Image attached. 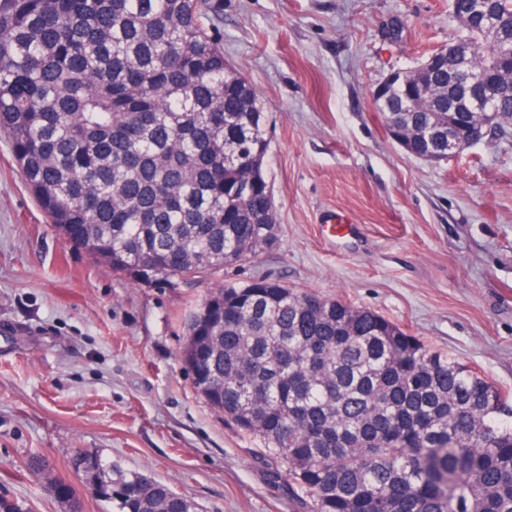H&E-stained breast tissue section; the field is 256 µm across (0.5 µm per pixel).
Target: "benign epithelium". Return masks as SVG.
<instances>
[{
  "instance_id": "7a95c632",
  "label": "benign epithelium",
  "mask_w": 512,
  "mask_h": 512,
  "mask_svg": "<svg viewBox=\"0 0 512 512\" xmlns=\"http://www.w3.org/2000/svg\"><path fill=\"white\" fill-rule=\"evenodd\" d=\"M471 22L480 34V44L486 50L488 63L476 70L471 65L474 44L461 39L436 48L448 56V128L440 131L436 143L448 159H455L479 143L494 129L507 123L496 109L499 99L512 90V65L510 72L499 68L504 60L512 61V25L496 13L489 0H474ZM435 57L428 54L412 69L391 70L373 89L372 102L376 109L384 110L396 83L405 77H416L429 69ZM431 96L430 86L418 81L414 97L405 98L404 106L396 112H413Z\"/></svg>"
}]
</instances>
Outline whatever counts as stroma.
Masks as SVG:
<instances>
[{"instance_id": "obj_1", "label": "stroma", "mask_w": 512, "mask_h": 512, "mask_svg": "<svg viewBox=\"0 0 512 512\" xmlns=\"http://www.w3.org/2000/svg\"><path fill=\"white\" fill-rule=\"evenodd\" d=\"M224 60L268 117L276 244L185 279L115 272L47 224L0 138V492L64 512L86 448L196 512H307L262 441L197 393L181 351L211 288L264 276L368 308L512 394V128L418 159L371 93L465 31L449 0H210ZM83 512H106L71 478ZM26 466L29 470L43 477L45 481L59 482L58 491L56 494L57 498L60 499L62 503L67 505L68 511L71 510L74 502L78 501L79 511L81 512V503L79 499L76 498V496L71 495L68 483L54 473V469L41 455L38 453L30 454L26 461Z\"/></svg>"}]
</instances>
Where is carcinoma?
<instances>
[{
    "instance_id": "1",
    "label": "carcinoma",
    "mask_w": 512,
    "mask_h": 512,
    "mask_svg": "<svg viewBox=\"0 0 512 512\" xmlns=\"http://www.w3.org/2000/svg\"><path fill=\"white\" fill-rule=\"evenodd\" d=\"M208 0H0V135L50 224L102 265L199 277L273 245L256 89ZM403 114L410 139L448 111ZM240 203L232 224L224 206ZM215 411L260 437L310 512H512V396L375 312L264 277L211 290L182 352ZM26 466L68 483L39 454ZM112 512H195L167 484L78 449ZM0 512H35L0 494Z\"/></svg>"
}]
</instances>
